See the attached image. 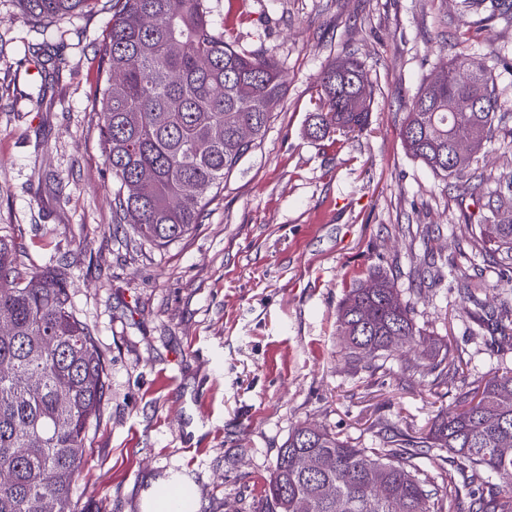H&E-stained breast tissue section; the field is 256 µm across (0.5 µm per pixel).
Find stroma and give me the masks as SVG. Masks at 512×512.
Instances as JSON below:
<instances>
[{
	"label": "stroma",
	"instance_id": "1",
	"mask_svg": "<svg viewBox=\"0 0 512 512\" xmlns=\"http://www.w3.org/2000/svg\"><path fill=\"white\" fill-rule=\"evenodd\" d=\"M462 0H210L217 30L286 74L259 143L199 224L160 248L113 219L115 182L99 144L93 90L110 15L47 30L0 0V234L25 263H70L80 316L103 351L111 400L89 431L77 512H150L172 483L195 512H259L264 479L297 424L367 446L373 431L429 429L480 384L512 340L468 331L453 278H491L461 258L453 181L406 154L405 104L466 53L495 69L512 112V12ZM349 54L369 73L370 124L336 141L307 128L319 78ZM386 273L419 327L448 342L465 376L359 372L340 352L336 309L371 272Z\"/></svg>",
	"mask_w": 512,
	"mask_h": 512
}]
</instances>
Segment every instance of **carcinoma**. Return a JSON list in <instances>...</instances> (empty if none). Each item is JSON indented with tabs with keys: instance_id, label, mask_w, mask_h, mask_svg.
<instances>
[{
	"instance_id": "1",
	"label": "carcinoma",
	"mask_w": 512,
	"mask_h": 512,
	"mask_svg": "<svg viewBox=\"0 0 512 512\" xmlns=\"http://www.w3.org/2000/svg\"><path fill=\"white\" fill-rule=\"evenodd\" d=\"M37 28L97 6L112 23L99 47L94 99L106 162L117 183L115 219L164 247L189 234L224 178L262 138L284 97L286 75L264 54L246 53L215 30L208 0H19ZM448 64L412 98L401 137L408 154L447 181L470 175L476 157L458 150L455 127L468 121L486 144L512 132L499 111L492 69L483 95ZM368 76L344 56L320 77L315 141L363 131L369 124ZM456 111H448V100ZM477 216L467 224L471 252L495 280L461 288L481 303L488 289L512 291V218H498L507 180L480 179ZM70 265L25 270L12 239L0 236V512H75L72 487L89 429L109 400L106 359L75 308ZM341 352L354 367H383L420 348L422 371L448 368V345L426 334L395 283L380 273L350 289L336 313ZM455 409L424 432L381 436L358 447L335 431L303 423L279 449L261 498L263 512H456L448 486L468 491L467 512H512V359H500L476 387L461 379ZM299 457L323 460L306 470Z\"/></svg>"
}]
</instances>
